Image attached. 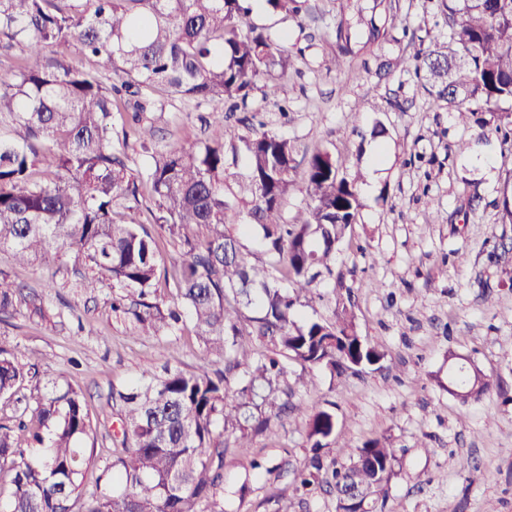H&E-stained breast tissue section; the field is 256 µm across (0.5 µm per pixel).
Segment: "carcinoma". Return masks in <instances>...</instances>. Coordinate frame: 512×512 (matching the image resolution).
Masks as SVG:
<instances>
[{"mask_svg": "<svg viewBox=\"0 0 512 512\" xmlns=\"http://www.w3.org/2000/svg\"><path fill=\"white\" fill-rule=\"evenodd\" d=\"M450 19L449 42L436 36L414 55L386 67L414 72L438 109L459 118L490 115L493 130L512 139V0H438ZM252 0H0V42L18 44L27 57L0 74V250L19 264L71 255L89 273L81 287L112 281L120 293L111 309L128 320L130 336L172 334L193 324L204 365L186 370L165 364L126 392H117L121 450L83 491L93 461L85 446L92 431L81 391L41 384L18 347L0 343V399L16 404L13 422H0V474L11 492L0 512H224L220 493L228 448L251 447L249 433L297 410L282 400L283 359L334 374L384 359L359 336L347 306L332 321L302 324L296 308L330 269L336 246L356 222L360 172L328 151L309 161L305 212L293 222L283 202L293 187L296 146L276 131L256 129L242 138L248 169L241 182L246 204L237 216L224 196V147L235 130L223 110L205 142L167 144L152 155L142 178L112 148V113L163 111L157 90L171 95L232 102L245 111L257 84L264 96L285 93L289 57L264 28L247 21ZM77 49L95 67L82 69L66 55ZM120 83L110 82V78ZM48 174L35 177L36 167ZM184 249L175 271L178 303L152 301L164 261L142 224L115 220L116 209L139 206ZM263 232L268 260L254 261L239 240L251 226ZM14 284L0 272V313L14 307ZM269 346L251 360L250 337ZM30 396L19 395L23 382ZM462 398L490 389L485 376L460 378ZM315 453L295 476L296 489L325 483L340 512H373L395 474L397 451L386 439L364 442L350 463L327 464L317 450L336 439V420L321 409L307 423ZM368 494L353 511L341 493Z\"/></svg>", "mask_w": 512, "mask_h": 512, "instance_id": "cac0c4a2", "label": "carcinoma"}]
</instances>
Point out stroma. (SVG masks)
I'll list each match as a JSON object with an SVG mask.
<instances>
[{"instance_id": "obj_1", "label": "stroma", "mask_w": 512, "mask_h": 512, "mask_svg": "<svg viewBox=\"0 0 512 512\" xmlns=\"http://www.w3.org/2000/svg\"><path fill=\"white\" fill-rule=\"evenodd\" d=\"M303 23L264 10L251 23L273 37L289 35L284 79L288 99L249 97L236 112L238 133H249L247 113L292 140L299 154L294 186L283 205L293 219L307 204L306 154L345 158L350 169L382 171L360 190V208L336 251L330 273L297 309L299 321L333 320L353 303L358 335L384 351L379 366L343 377L304 370L286 361L280 382L288 401L305 412L272 422L252 436L248 453L229 451L224 466V512H337L334 493L295 492L293 475L309 455V413L336 416V440L325 459L348 463L345 443L386 438L400 471L387 486L384 512H512V223L503 220L504 190L512 186V146L484 136L476 122L433 108L416 78L385 60L426 48L447 36L437 0H307ZM382 35L368 38V22ZM348 25V48L336 41ZM211 103L180 96L161 112L142 115L152 141L129 136L132 117L112 115L113 139H126L127 164L145 174L152 153L168 142L203 139ZM56 286L44 288L40 265L20 266L0 251V270L16 282L13 311L0 314V342L19 346L42 380L82 390L90 410L93 462L84 487L92 489L112 462L120 427L113 392L159 370L166 359L199 365L192 326L173 335L138 339L111 310V282L94 293L79 288L83 268L56 261ZM471 358L492 388L468 402L448 392V355ZM265 461L257 474L252 459ZM493 472L469 483L474 469Z\"/></svg>"}]
</instances>
